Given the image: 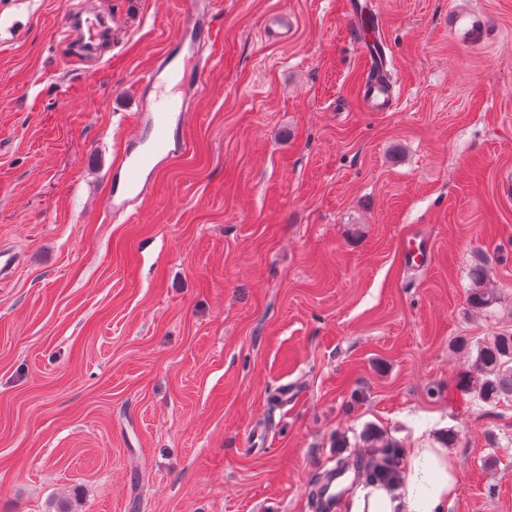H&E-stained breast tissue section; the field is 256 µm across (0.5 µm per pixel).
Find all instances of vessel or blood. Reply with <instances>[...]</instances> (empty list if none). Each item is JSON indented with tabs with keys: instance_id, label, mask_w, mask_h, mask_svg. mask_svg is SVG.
Masks as SVG:
<instances>
[{
	"instance_id": "vessel-or-blood-1",
	"label": "vessel or blood",
	"mask_w": 512,
	"mask_h": 512,
	"mask_svg": "<svg viewBox=\"0 0 512 512\" xmlns=\"http://www.w3.org/2000/svg\"><path fill=\"white\" fill-rule=\"evenodd\" d=\"M214 0H184L180 36L176 48L138 80L139 108L136 113L140 137L131 140L112 173L108 206L112 213L132 216V208L153 193L160 169L189 151L185 133L196 96L204 89L211 65L207 49L213 42ZM373 7L367 0H350L348 15L364 51L369 78L361 96L367 109H389L391 86L381 77L386 67L387 48L377 38L370 19ZM190 63L195 83L180 97L162 93L167 82L180 74L182 63Z\"/></svg>"
}]
</instances>
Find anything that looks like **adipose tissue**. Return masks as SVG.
Here are the masks:
<instances>
[{
  "label": "adipose tissue",
  "instance_id": "ef3b65f1",
  "mask_svg": "<svg viewBox=\"0 0 512 512\" xmlns=\"http://www.w3.org/2000/svg\"><path fill=\"white\" fill-rule=\"evenodd\" d=\"M400 467L402 479L397 485H361L350 512H448L460 475L447 449L436 441L409 449Z\"/></svg>",
  "mask_w": 512,
  "mask_h": 512
}]
</instances>
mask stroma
Returning a JSON list of instances; mask_svg holds the SVG:
<instances>
[{
  "label": "stroma",
  "instance_id": "obj_1",
  "mask_svg": "<svg viewBox=\"0 0 512 512\" xmlns=\"http://www.w3.org/2000/svg\"><path fill=\"white\" fill-rule=\"evenodd\" d=\"M215 2L191 149L116 221L181 0H0V512H313L343 461L349 512L371 435L449 432L448 512H512V400L456 385L512 332V0H374L389 112L347 0ZM470 275L473 284L468 296L470 306L476 310H485L492 307L496 303L497 297L494 291L483 285L487 279L486 268L477 265L472 268Z\"/></svg>",
  "mask_w": 512,
  "mask_h": 512
}]
</instances>
